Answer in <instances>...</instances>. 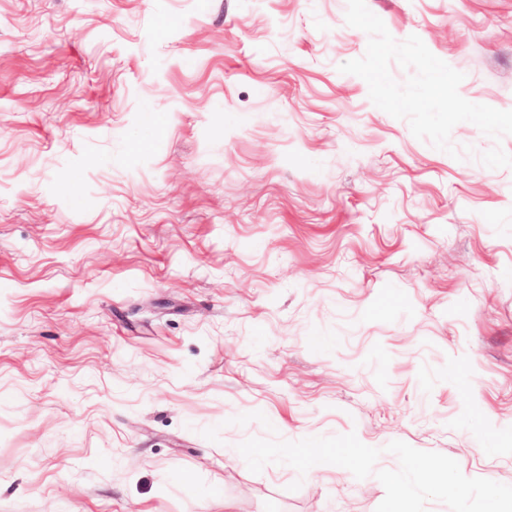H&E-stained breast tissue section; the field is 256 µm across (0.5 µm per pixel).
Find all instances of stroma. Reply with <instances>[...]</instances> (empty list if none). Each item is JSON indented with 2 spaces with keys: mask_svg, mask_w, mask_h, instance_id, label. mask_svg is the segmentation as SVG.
<instances>
[{
  "mask_svg": "<svg viewBox=\"0 0 512 512\" xmlns=\"http://www.w3.org/2000/svg\"><path fill=\"white\" fill-rule=\"evenodd\" d=\"M366 4L512 110V0ZM346 7L0 0V512H375L272 428L512 485V168L340 73Z\"/></svg>",
  "mask_w": 512,
  "mask_h": 512,
  "instance_id": "35a3bbf8",
  "label": "stroma"
}]
</instances>
